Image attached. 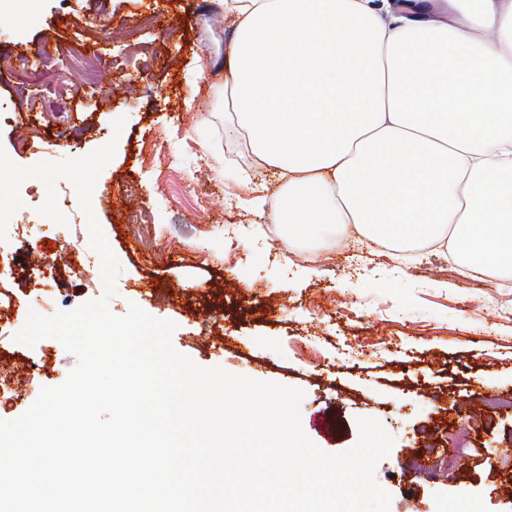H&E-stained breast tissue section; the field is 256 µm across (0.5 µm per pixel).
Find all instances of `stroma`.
Returning a JSON list of instances; mask_svg holds the SVG:
<instances>
[{"mask_svg":"<svg viewBox=\"0 0 512 512\" xmlns=\"http://www.w3.org/2000/svg\"><path fill=\"white\" fill-rule=\"evenodd\" d=\"M0 14V58L84 44L112 71L103 87L79 91L73 111L52 113L41 96L56 72L21 92L0 69V147L31 166L116 142L92 198L122 268L113 314L137 304L175 323L174 348L197 365L303 390L302 428L326 453L356 444L358 419L378 420L394 438L375 472L390 512H512V277L437 275L434 256L389 252L355 233L284 247L282 228L252 204L263 178L239 157L245 141L224 136L234 35L224 0H31L20 21L0 0ZM57 191L67 225L39 215L46 187L29 179L0 242L10 286L0 362L39 366L30 380L6 376L2 420L24 414L77 363L57 339L14 340L35 306L41 246L72 243L90 262L62 271L54 310L104 293L75 189L62 179ZM116 193L127 210L113 209ZM133 213L146 228L122 236L117 225ZM440 455L454 459L452 472L434 468Z\"/></svg>","mask_w":512,"mask_h":512,"instance_id":"obj_1","label":"stroma"}]
</instances>
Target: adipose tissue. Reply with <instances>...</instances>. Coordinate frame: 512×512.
Here are the masks:
<instances>
[{"label":"adipose tissue","instance_id":"1","mask_svg":"<svg viewBox=\"0 0 512 512\" xmlns=\"http://www.w3.org/2000/svg\"><path fill=\"white\" fill-rule=\"evenodd\" d=\"M224 110L289 241L355 226L395 249L453 239L512 274V0H224Z\"/></svg>","mask_w":512,"mask_h":512}]
</instances>
